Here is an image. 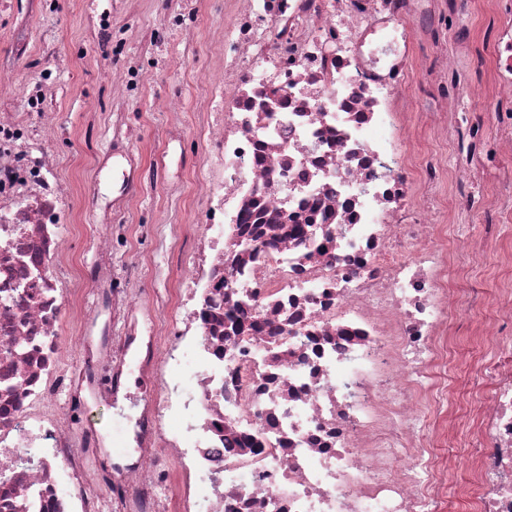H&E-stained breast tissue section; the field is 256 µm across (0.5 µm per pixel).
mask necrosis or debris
<instances>
[{
  "mask_svg": "<svg viewBox=\"0 0 512 512\" xmlns=\"http://www.w3.org/2000/svg\"><path fill=\"white\" fill-rule=\"evenodd\" d=\"M474 6L224 0L201 105L215 172L198 189L193 251L152 301L106 263L66 287L68 195L43 112L54 73L0 92V512H512V276L492 296L448 285L454 256L495 258L512 164L473 189L482 132L457 105L472 88L448 80L467 43L418 68L395 32L451 19L464 31ZM493 8L488 91L512 102V0ZM417 127L454 147L455 174L416 147ZM126 159L115 206L134 212L154 171ZM450 179L457 206L436 193ZM464 209L483 215L481 243L449 238ZM88 287L105 320L85 317ZM463 295L491 310L478 338L497 350L464 371L484 392L470 428L448 402ZM72 346L79 374L61 366ZM132 364L161 382L115 462L63 409L119 402ZM105 478L109 499L89 491Z\"/></svg>",
  "mask_w": 512,
  "mask_h": 512,
  "instance_id": "4bbe7bcc",
  "label": "necrosis or debris"
}]
</instances>
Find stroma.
Returning a JSON list of instances; mask_svg holds the SVG:
<instances>
[{
	"mask_svg": "<svg viewBox=\"0 0 512 512\" xmlns=\"http://www.w3.org/2000/svg\"><path fill=\"white\" fill-rule=\"evenodd\" d=\"M161 0H56L55 9L32 22L28 56H10L15 24L29 16V0H11L9 14H0V58L9 59L8 81H18L40 69L57 76L49 110L59 127L52 147L54 172L76 197L75 209L65 211L64 231L70 239L77 268L98 265L110 257L115 266H128L139 278L144 297L163 292L165 277L179 269L187 252L166 253L157 249L155 238L162 225L180 222L197 224L202 202L198 184L209 178L204 157L206 129L199 110L208 87L203 73L211 63L214 49L210 32L224 24V0H209L190 31H171L163 44L153 45L148 33L158 20ZM110 13L114 30L125 39L122 54L134 57L141 66L139 91L118 99L105 79L100 63L112 53V43L103 36L101 13ZM458 69L480 96L470 106L474 122L483 126L480 142L488 171L507 163L492 129L501 110L487 93L486 66L460 59ZM180 87V112L167 111L162 101L170 83ZM94 110H87V102ZM124 114L133 135L137 157L145 165L164 158L165 168L141 198V212L130 217L112 216L124 225V234L110 242L99 238V213L111 204L122 176V158L115 154L118 134L112 126L113 111ZM80 423L91 424L110 437L112 447L125 445L126 422L111 404L100 403L76 414Z\"/></svg>",
	"mask_w": 512,
	"mask_h": 512,
	"instance_id": "stroma-1",
	"label": "stroma"
}]
</instances>
